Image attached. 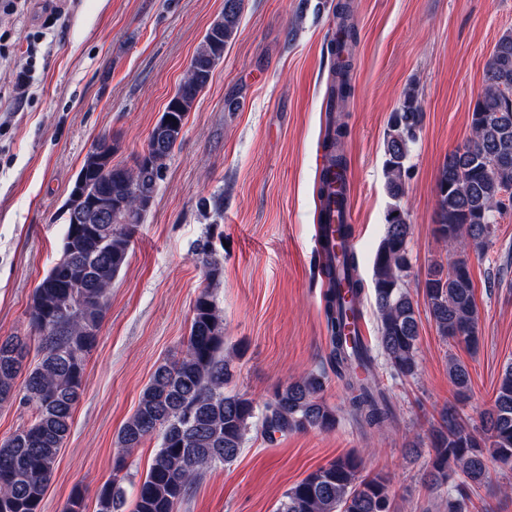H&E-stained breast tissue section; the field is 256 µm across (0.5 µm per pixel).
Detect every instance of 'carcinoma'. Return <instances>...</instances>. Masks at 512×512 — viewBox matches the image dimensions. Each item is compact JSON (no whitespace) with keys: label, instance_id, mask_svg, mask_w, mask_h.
Instances as JSON below:
<instances>
[{"label":"carcinoma","instance_id":"1","mask_svg":"<svg viewBox=\"0 0 512 512\" xmlns=\"http://www.w3.org/2000/svg\"><path fill=\"white\" fill-rule=\"evenodd\" d=\"M244 0H224V31L214 41L203 38L176 92V111L169 116L186 125L198 95L209 84L224 49L234 39ZM339 35L330 44L336 58L329 87L330 103L344 104L351 95L350 47L355 29L348 7H336ZM418 91L407 88L391 113L383 144L385 187L398 200L405 194L411 145L422 123ZM152 129L148 147L159 161L133 173L121 164L86 175L90 196H112V223L72 224L65 219L60 258L36 286L27 309L33 335L0 338V404L14 399L23 379V400L32 406L31 419L0 442V512H39L58 454L67 440L74 409L83 394L86 361L93 350L106 313L108 291L127 264L137 227L155 205L160 169L167 166L178 134ZM346 125L336 123L322 142L328 166L320 171L318 198L343 206L333 191L346 170L339 147ZM464 150L456 149L443 162L436 179L435 232L448 252L485 248L492 243L501 193L512 185V31L496 42L478 92ZM385 232L373 258L372 285L379 328V348L397 375L417 371L419 324L405 278L409 269L411 226L404 211L393 205L385 217ZM207 280L197 296L187 345L174 362L156 366L134 413L119 429L118 461L148 437L160 436L145 478L136 488L132 512H175L199 472L215 463L234 461L251 429L269 439L307 429L328 431L337 423L336 410L324 403L321 374L308 373L274 391L259 410L254 402L226 390L232 377L236 348H224V323L210 287L219 282L222 263L209 240L195 249ZM357 269L354 253L340 248L320 271L328 289L325 316L329 361L344 382L347 413L361 427L381 428L396 420L383 392L369 376L376 358L358 336L345 335L347 315L354 312L340 290L338 268ZM423 288L438 333L471 349L479 344L478 311L468 262L457 257L435 263ZM40 355L26 364L31 345ZM448 377L457 399L467 398L470 375L455 358L448 360ZM441 423L429 435L433 455L429 475L443 484L455 476L459 498L448 501V512H466L470 492L488 477L489 464L512 467V363L504 367L494 399L476 429L466 424L455 407L440 414ZM125 503L119 479L104 483L96 512H119ZM276 512H395L388 479L364 476L354 456L340 457L318 468L284 493Z\"/></svg>","mask_w":512,"mask_h":512}]
</instances>
